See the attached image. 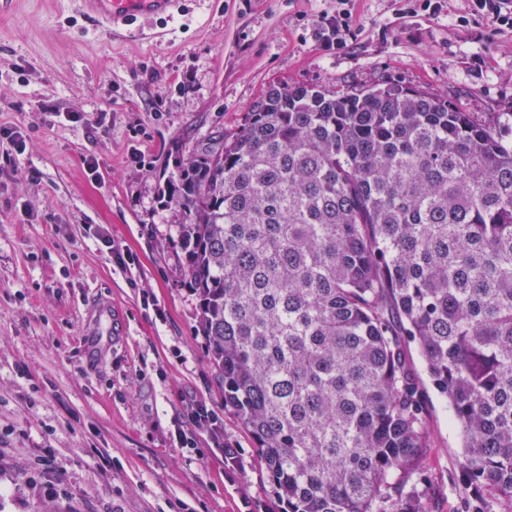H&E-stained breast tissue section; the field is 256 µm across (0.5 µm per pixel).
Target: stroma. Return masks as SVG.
<instances>
[{
  "mask_svg": "<svg viewBox=\"0 0 512 512\" xmlns=\"http://www.w3.org/2000/svg\"><path fill=\"white\" fill-rule=\"evenodd\" d=\"M343 5L352 33L328 55L319 20ZM401 8L184 0L170 19L139 18L125 38L89 26L81 0H0V126L28 134L20 155L0 141V512H278L196 334L177 245L183 216L161 196L193 148L240 124L273 85L392 81L484 117L512 113V29L470 17L469 0H446L437 18ZM100 231L137 267L118 268ZM109 306L123 310L126 332L101 337L87 358L85 335ZM427 395L430 512H461L473 492L462 441L445 400ZM191 399L220 412L242 470L208 454L206 439L196 453L177 447ZM31 448L53 451L63 478L54 503L33 490L42 477Z\"/></svg>",
  "mask_w": 512,
  "mask_h": 512,
  "instance_id": "obj_1",
  "label": "stroma"
}]
</instances>
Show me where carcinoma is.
<instances>
[{
    "mask_svg": "<svg viewBox=\"0 0 512 512\" xmlns=\"http://www.w3.org/2000/svg\"><path fill=\"white\" fill-rule=\"evenodd\" d=\"M392 82L270 86L171 191L224 409L281 512H429L415 345L512 503V141Z\"/></svg>",
    "mask_w": 512,
    "mask_h": 512,
    "instance_id": "obj_1",
    "label": "carcinoma"
}]
</instances>
